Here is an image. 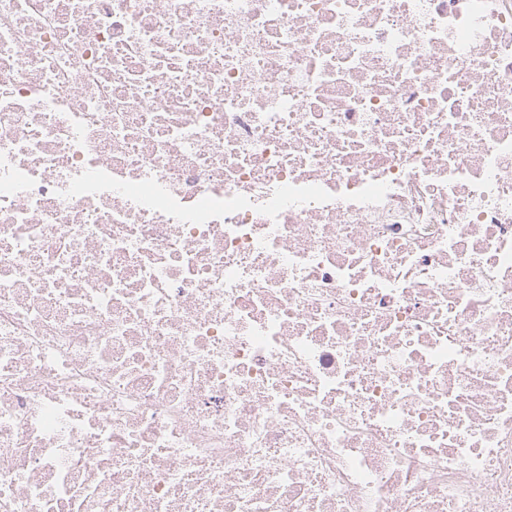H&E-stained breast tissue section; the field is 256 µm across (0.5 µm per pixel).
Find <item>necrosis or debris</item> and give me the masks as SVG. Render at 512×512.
Masks as SVG:
<instances>
[{"mask_svg":"<svg viewBox=\"0 0 512 512\" xmlns=\"http://www.w3.org/2000/svg\"><path fill=\"white\" fill-rule=\"evenodd\" d=\"M0 512H512V0H0Z\"/></svg>","mask_w":512,"mask_h":512,"instance_id":"necrosis-or-debris-1","label":"necrosis or debris"}]
</instances>
